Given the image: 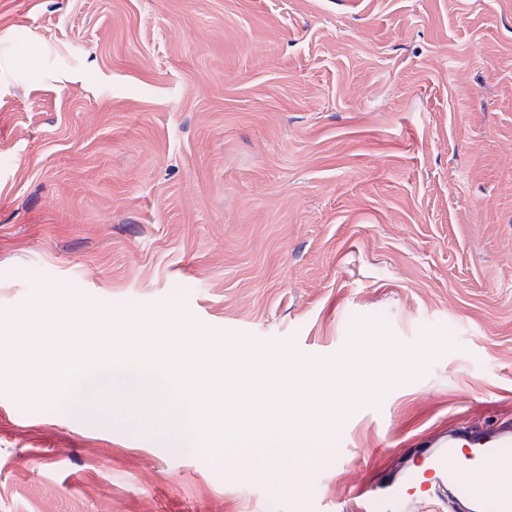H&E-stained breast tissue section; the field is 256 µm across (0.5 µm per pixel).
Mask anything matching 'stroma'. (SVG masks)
I'll return each instance as SVG.
<instances>
[{
    "label": "stroma",
    "instance_id": "35a3bbf8",
    "mask_svg": "<svg viewBox=\"0 0 512 512\" xmlns=\"http://www.w3.org/2000/svg\"><path fill=\"white\" fill-rule=\"evenodd\" d=\"M329 357L452 345L274 491L133 422L0 394V512H352L512 418V0H0V307L31 276Z\"/></svg>",
    "mask_w": 512,
    "mask_h": 512
}]
</instances>
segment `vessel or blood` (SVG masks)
I'll list each match as a JSON object with an SVG mask.
<instances>
[{
    "label": "vessel or blood",
    "instance_id": "1",
    "mask_svg": "<svg viewBox=\"0 0 512 512\" xmlns=\"http://www.w3.org/2000/svg\"><path fill=\"white\" fill-rule=\"evenodd\" d=\"M414 490L466 512H512V420L454 422L435 441H414L400 469L382 470L362 492L358 512H393Z\"/></svg>",
    "mask_w": 512,
    "mask_h": 512
}]
</instances>
